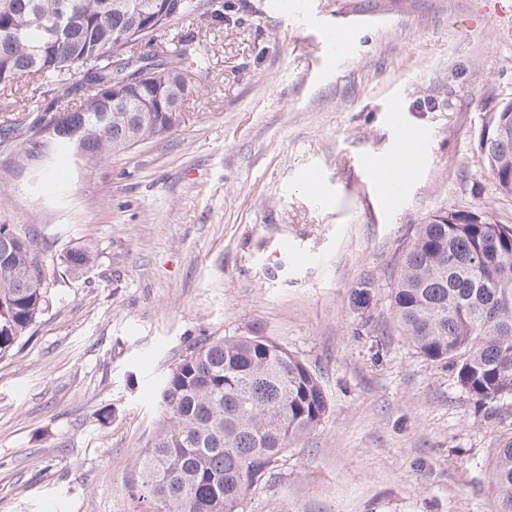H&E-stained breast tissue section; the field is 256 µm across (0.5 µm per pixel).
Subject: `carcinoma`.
Listing matches in <instances>:
<instances>
[{"label":"carcinoma","instance_id":"obj_1","mask_svg":"<svg viewBox=\"0 0 512 512\" xmlns=\"http://www.w3.org/2000/svg\"><path fill=\"white\" fill-rule=\"evenodd\" d=\"M204 0H0V85L37 80L50 91L66 86L80 62L94 60L80 103L49 118L3 129L19 139L14 160L58 155L96 162L137 143L163 137L181 112H146L148 85L129 83L115 105L99 85L112 81V53L141 29L142 12L163 15L158 28L126 52L151 72L170 98L197 86L183 72L203 75L210 58L188 37L156 41L177 20L189 21ZM478 150L500 191L512 194V137L494 152ZM88 245L65 251L61 263L80 277L94 267ZM47 264L31 236L0 224V359L49 310ZM393 319L417 353L455 369L462 389L485 405L512 399V225L486 210L435 215L415 226L391 285ZM166 423L135 467L132 496L151 512H246L249 496L288 450L329 411L318 377L264 336L205 337L162 381ZM500 512H512V440L497 449L492 473Z\"/></svg>","mask_w":512,"mask_h":512}]
</instances>
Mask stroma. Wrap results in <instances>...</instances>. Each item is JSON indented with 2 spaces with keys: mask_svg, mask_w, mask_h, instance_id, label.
<instances>
[{
  "mask_svg": "<svg viewBox=\"0 0 512 512\" xmlns=\"http://www.w3.org/2000/svg\"><path fill=\"white\" fill-rule=\"evenodd\" d=\"M299 2L305 27L271 0H213L223 22L173 25L211 67L171 134L67 159L53 181L0 143V224L37 240L54 294L0 360V512H132L170 367L200 337L253 333L306 363L331 408L247 512H498L491 464L512 400L483 406L417 354L389 285L433 215L483 207L512 225V195L477 151L486 114L512 100V0H378L360 14ZM336 26L353 40L337 60L323 42ZM45 98L35 81L0 87V127ZM406 129L423 137L420 167L376 198L371 162ZM83 244L98 260L76 278L58 257Z\"/></svg>",
  "mask_w": 512,
  "mask_h": 512,
  "instance_id": "obj_1",
  "label": "stroma"
}]
</instances>
